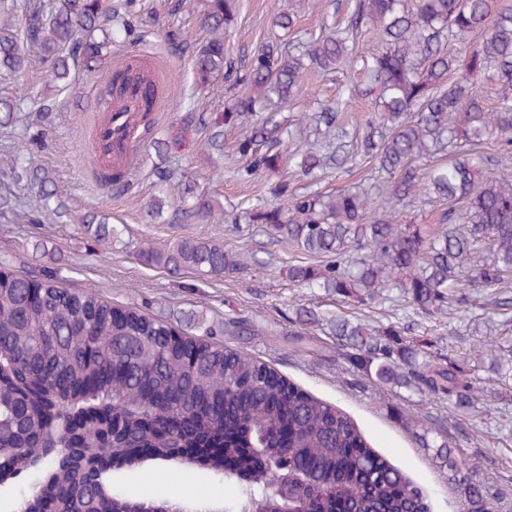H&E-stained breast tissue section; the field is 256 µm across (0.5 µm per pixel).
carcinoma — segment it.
<instances>
[{
  "instance_id": "1",
  "label": "carcinoma",
  "mask_w": 512,
  "mask_h": 512,
  "mask_svg": "<svg viewBox=\"0 0 512 512\" xmlns=\"http://www.w3.org/2000/svg\"><path fill=\"white\" fill-rule=\"evenodd\" d=\"M210 37L193 49L197 85L212 91L224 71V29L238 0H204ZM275 34L250 60L242 88L224 106L208 139L221 148L223 125L244 126L232 146L236 176L252 184L280 171L271 203L223 216L226 224H266L325 264L290 265L300 288H331L359 302L398 288L424 313L471 306L474 295L512 288V177H485L512 157V4L505 0H355L346 26L327 25L308 44L298 39L292 10L274 14ZM130 33L112 0H26L0 11V72L16 74L39 50L51 78L68 84L70 63L99 64L110 42ZM373 39L374 48L363 49ZM463 66L450 82L448 74ZM310 69L347 71L336 98L318 103L312 122L318 147L285 153L293 131L279 114L290 107ZM139 73L113 70L109 93L124 95ZM497 81L490 109L479 86ZM373 101L363 122L345 123L349 101ZM23 99L0 98V124L13 121ZM487 139L500 153L484 155ZM448 151V161L420 160ZM370 166V187L319 191L325 173ZM12 183L40 184L48 202L53 181L13 156ZM185 218L207 219L219 202L194 194ZM438 201L436 223L399 224L398 206L419 196ZM172 273L191 268L222 274L235 267L224 247L182 239L137 254ZM190 336L93 291L73 292L0 263V486L38 475L17 512H200L169 499L141 501L117 492L114 467L168 463L240 485L236 512H429L422 490L374 450L351 417L268 364L209 337ZM336 346L351 348L369 380L421 389L472 405L458 363L441 366L390 325L372 329L336 319ZM439 467L457 477L466 512H492L496 478L475 480L445 439Z\"/></svg>"
}]
</instances>
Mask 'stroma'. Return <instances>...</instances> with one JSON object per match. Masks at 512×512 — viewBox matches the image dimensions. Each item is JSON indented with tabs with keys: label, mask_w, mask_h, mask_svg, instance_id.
I'll return each mask as SVG.
<instances>
[{
	"label": "stroma",
	"mask_w": 512,
	"mask_h": 512,
	"mask_svg": "<svg viewBox=\"0 0 512 512\" xmlns=\"http://www.w3.org/2000/svg\"><path fill=\"white\" fill-rule=\"evenodd\" d=\"M295 0H241L238 14L224 35V63L244 74L251 56L265 38L273 15ZM198 0H136L129 42L107 55L99 71L78 68L69 87L51 82L38 57L26 72L0 76V92L25 97L15 125L0 127V161L21 152L55 179L68 216L41 211L39 189L28 182L14 185L8 202H0V258L20 274L49 277L74 291L95 289L112 304L139 309L175 328L199 335L234 318L248 321L250 330L221 335L226 346L263 360L316 396L344 409L372 446L406 473L425 493L430 512H465V499L446 470L438 468L429 443L445 429L459 459L479 474L497 478L495 512H512V379L501 381L476 360L472 347L492 337L496 354L512 358V305H475L471 310L429 315L405 302L399 290L388 298L359 303L321 289L290 283L288 266L317 257H303L287 240L270 238L259 224H219L185 220L177 184H164L160 168L185 170L198 191L217 196L225 212L235 211L243 197L265 198L268 180L243 186L235 164L211 149L207 140L224 100L197 91L189 46L204 37ZM181 29L188 47L179 51L163 36L165 28ZM144 53L154 64L161 101L153 113L150 138L141 141L140 167L124 189L103 185L95 153L96 125L103 117L106 71L123 60L124 52ZM183 133L188 145L180 155L161 159L155 141ZM165 201L159 217L148 203ZM109 217L119 239L95 241L81 219L85 214ZM223 245L243 262L244 270L203 275L192 269L173 274L139 263L145 246L166 247L180 239ZM326 316H344L371 327L397 325L404 343H428L441 365L459 360L474 386V406L457 409L428 393L393 390L365 379L338 348L327 327L303 325L302 308ZM114 486L124 495L172 498L173 485L181 500L198 508L232 502L239 490L219 477L201 472L172 475L157 466L128 467L114 472Z\"/></svg>",
	"instance_id": "stroma-1"
}]
</instances>
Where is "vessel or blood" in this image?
Segmentation results:
<instances>
[{"label":"vessel or blood","instance_id":"obj_1","mask_svg":"<svg viewBox=\"0 0 512 512\" xmlns=\"http://www.w3.org/2000/svg\"><path fill=\"white\" fill-rule=\"evenodd\" d=\"M140 79L131 86L112 109L111 119L101 124L96 132L100 153L115 159L125 172L134 171L141 163V156L133 138L132 111L145 103L146 97L157 95L158 85L148 63H141Z\"/></svg>","mask_w":512,"mask_h":512}]
</instances>
